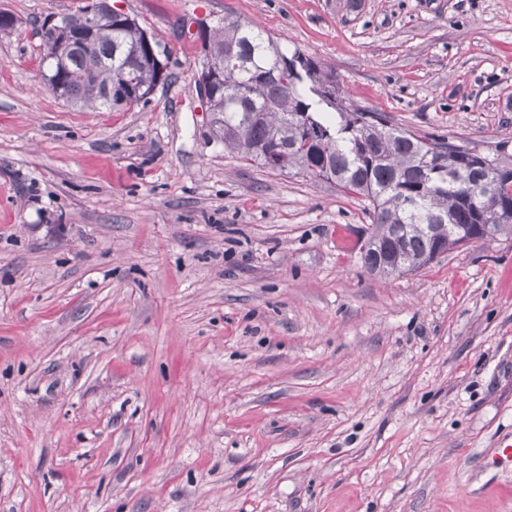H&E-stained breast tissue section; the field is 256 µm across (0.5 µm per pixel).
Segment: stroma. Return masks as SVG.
Segmentation results:
<instances>
[{"label":"stroma","mask_w":512,"mask_h":512,"mask_svg":"<svg viewBox=\"0 0 512 512\" xmlns=\"http://www.w3.org/2000/svg\"><path fill=\"white\" fill-rule=\"evenodd\" d=\"M168 81L43 83L0 0V512H512V235L367 272L365 198L240 161L198 21L258 24L393 127L512 142V0H115Z\"/></svg>","instance_id":"1"}]
</instances>
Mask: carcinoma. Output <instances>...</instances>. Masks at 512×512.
I'll use <instances>...</instances> for the list:
<instances>
[{
	"instance_id": "1",
	"label": "carcinoma",
	"mask_w": 512,
	"mask_h": 512,
	"mask_svg": "<svg viewBox=\"0 0 512 512\" xmlns=\"http://www.w3.org/2000/svg\"><path fill=\"white\" fill-rule=\"evenodd\" d=\"M156 42L131 17L102 14L93 37L71 41L64 27L42 33L46 80L72 105L121 109L130 97H104L127 60L141 95L167 80L150 65ZM202 64L216 77L208 100L211 126L224 149L273 171L336 182L369 201L371 232L361 255L381 276L421 269L489 224L512 233V154L508 142L485 152L441 136L426 139L388 126L379 112L353 107L333 73L299 50L286 53L250 23L222 20L203 33Z\"/></svg>"
}]
</instances>
